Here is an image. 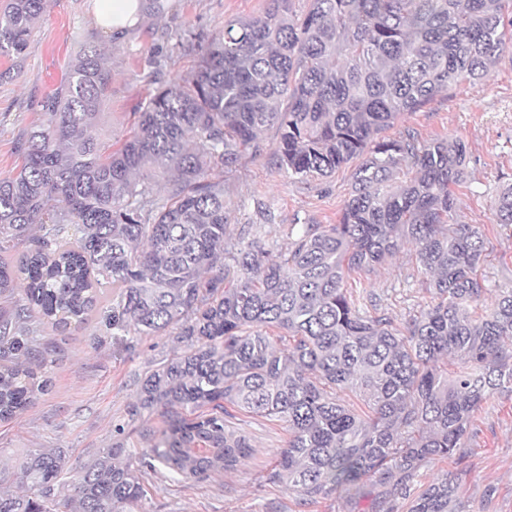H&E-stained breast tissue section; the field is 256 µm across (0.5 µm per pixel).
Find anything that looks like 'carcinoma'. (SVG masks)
Segmentation results:
<instances>
[{
    "mask_svg": "<svg viewBox=\"0 0 512 512\" xmlns=\"http://www.w3.org/2000/svg\"><path fill=\"white\" fill-rule=\"evenodd\" d=\"M256 18L224 22L188 75L148 78L155 93L119 146L90 136L109 71L86 50L40 101L42 119L17 140L18 170L0 178V243L27 239L24 303L0 308V420L26 411L53 363L32 318L84 323L100 289H119L106 335L158 336L181 325L187 346L139 383L131 414H157L138 456L105 448L68 481L61 451L31 453L0 490V512H124L144 475L171 482L227 473L250 455L227 406L286 425L269 480L312 503L392 496L428 462L453 457L474 409L512 392V288L475 316L488 290L477 268L483 234L450 224L452 186L466 177L460 139L380 133L405 112L482 79L512 51V0H268ZM45 0H3L0 55L24 51ZM272 156L299 178L326 177L355 158L336 224H295L286 252L227 239L224 185L211 179L243 152ZM170 175L165 197L154 176ZM494 223L512 226V184ZM406 242L430 276L432 300L397 324L361 310L350 274ZM0 264V298L14 294ZM285 331L288 347L266 332ZM459 358L454 375L441 362ZM365 397L358 415L339 394ZM453 479L424 484L409 512H468Z\"/></svg>",
    "mask_w": 512,
    "mask_h": 512,
    "instance_id": "obj_1",
    "label": "carcinoma"
}]
</instances>
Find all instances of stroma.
<instances>
[{"label":"stroma","mask_w":512,"mask_h":512,"mask_svg":"<svg viewBox=\"0 0 512 512\" xmlns=\"http://www.w3.org/2000/svg\"><path fill=\"white\" fill-rule=\"evenodd\" d=\"M267 3L170 0L165 12L143 15L124 38L113 40L92 23L94 0H46L22 58L0 56V176L21 165L14 149L18 137L38 123V101L58 85L84 48H99L112 73L111 93L92 129L109 145L129 135L134 111L153 93L155 86L147 78L153 61H162L167 76L186 74L197 54L179 49V42L197 34L211 36L228 20L261 16ZM407 129L426 141L458 138L465 143L467 176L455 188L454 217L485 237L477 274L487 281L490 294L512 286V227L495 224L492 214L498 192L512 184V55L503 54L484 79L462 82L419 110L404 113L384 135L395 138ZM353 170L349 163L331 177L302 181L266 153L243 156L234 167L215 170L213 178L224 185L230 237L256 224L267 248L282 251L291 225L336 223L349 197ZM426 280L409 244L373 270L352 273L348 285L357 293L380 294L386 313L403 322L429 303ZM37 327L54 349L55 361L46 369L49 385L34 404L0 421V472L5 475L0 485L12 491L18 488L13 474L31 452L61 449L77 470L113 443L132 453L146 447L145 423L129 414L138 384L185 351L175 325L161 335L139 337L131 348L108 338L94 344L93 334L100 328L96 312L84 324L58 328L43 320ZM230 424L253 445L237 471L179 483L147 476L145 495L129 512H408L421 485L444 474L456 481L467 512H512L510 392L495 393L480 404L454 458L425 464L405 493L382 503L371 495L357 501L336 495L305 504L268 478L288 439L285 425L238 410Z\"/></svg>","instance_id":"1"}]
</instances>
